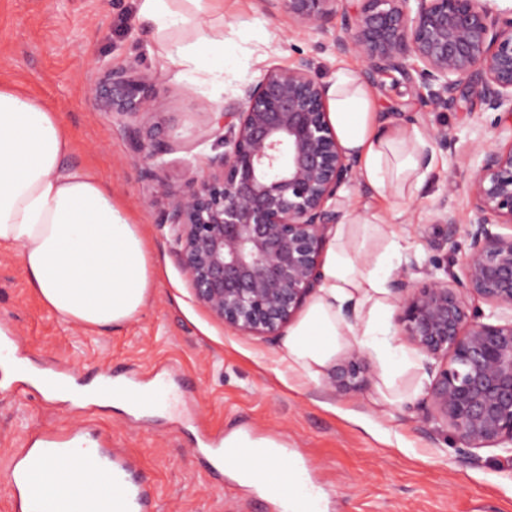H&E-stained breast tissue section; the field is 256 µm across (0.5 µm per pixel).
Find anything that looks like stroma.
Here are the masks:
<instances>
[{"mask_svg": "<svg viewBox=\"0 0 512 512\" xmlns=\"http://www.w3.org/2000/svg\"><path fill=\"white\" fill-rule=\"evenodd\" d=\"M210 20L236 59L220 75L191 74L164 58L162 42L185 35L159 38L154 25L139 18L137 0H0V82L63 114L75 137L68 166L94 165L111 183L114 197L143 224L156 271L153 294L137 316L118 327L86 328L47 308L30 288L17 251L0 249V331L11 335L16 358L42 371L69 370L79 386L111 373L126 386L135 377L165 381L176 397L133 415L119 407L82 408L47 398L31 384L11 389L1 381L0 512H11L4 474L16 448L37 433L73 428L89 443L107 438L136 458L135 477L153 487L155 512H277L266 494L229 471L211 469L203 444L209 433L283 444L300 457L326 512H512V450L463 447L442 422L424 419L436 372L418 349H411L413 364L391 390H384L376 368L365 392L336 396L277 372L280 338L237 335L196 302L158 217L169 192L187 190L188 169L220 153L214 113L232 109L241 85L260 80L268 68L293 65L300 54L324 81L337 68L364 67L357 56L331 51L338 24L324 34H292L287 15L267 11L261 0H224L223 14ZM129 65L149 79L160 100L142 123L165 127L175 142L152 180L142 178L120 120L88 95L108 68ZM378 103L386 119L408 113L429 131H453L457 141L433 143L438 172L397 213L358 184L341 190L337 211L353 205L387 214L405 229L402 264L423 267L447 253L439 245L445 228L437 223L445 209L457 218L454 243L464 250L469 147L497 139L494 112L476 101L436 111L389 79Z\"/></svg>", "mask_w": 512, "mask_h": 512, "instance_id": "1", "label": "stroma"}]
</instances>
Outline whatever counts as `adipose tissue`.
<instances>
[{
  "mask_svg": "<svg viewBox=\"0 0 512 512\" xmlns=\"http://www.w3.org/2000/svg\"><path fill=\"white\" fill-rule=\"evenodd\" d=\"M214 0H138V14L158 30L184 27L186 41L164 45L187 71L223 73L230 59L224 35L206 17ZM336 137L357 161L360 185L386 201L408 202L432 172L431 135L409 122L379 118L378 92L354 70L341 68L326 83ZM73 135L60 113L38 98L0 84V247L17 250L31 288L67 322L91 328L116 327L147 305L154 284L149 246L140 224L113 198L94 167L72 169L66 159ZM403 229L380 213L350 211L334 224L322 260L321 282L303 315L289 326L277 363L301 384L319 382L336 354L368 350L384 383L411 363L395 341L388 288L401 256ZM7 375L26 377L49 398L137 410L136 391L104 380L59 390L50 374L19 360L5 363ZM270 460L288 482V495L313 503L321 498L292 459L276 444Z\"/></svg>",
  "mask_w": 512,
  "mask_h": 512,
  "instance_id": "1",
  "label": "adipose tissue"
}]
</instances>
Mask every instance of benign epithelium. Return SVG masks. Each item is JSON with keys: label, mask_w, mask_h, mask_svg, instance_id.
<instances>
[{"label": "benign epithelium", "mask_w": 512, "mask_h": 512, "mask_svg": "<svg viewBox=\"0 0 512 512\" xmlns=\"http://www.w3.org/2000/svg\"><path fill=\"white\" fill-rule=\"evenodd\" d=\"M288 14L291 31L324 33L341 19L336 55L355 54L372 85L397 73L435 110H460L466 93L512 119V7L491 0H262ZM415 64L409 65L408 59ZM105 112L128 120L142 177H156L172 149L160 127L137 118L159 107L133 67L110 69L89 89ZM224 152L189 170V190L160 212L197 302L240 336H277L320 283L339 192L356 182V162L333 130L326 86L305 57L272 67L242 88L217 118ZM469 240L460 274L440 279L416 265L391 287L401 335L439 362L426 402L466 448L512 446V135L471 149ZM482 300L490 314L472 307ZM497 318L492 322L491 318ZM370 365L353 347L323 380L338 395L368 387Z\"/></svg>", "instance_id": "obj_1"}]
</instances>
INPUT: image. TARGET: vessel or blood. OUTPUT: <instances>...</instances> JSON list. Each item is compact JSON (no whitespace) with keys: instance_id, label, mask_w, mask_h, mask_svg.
<instances>
[{"instance_id":"b4317fda","label":"vessel or blood","mask_w":512,"mask_h":512,"mask_svg":"<svg viewBox=\"0 0 512 512\" xmlns=\"http://www.w3.org/2000/svg\"><path fill=\"white\" fill-rule=\"evenodd\" d=\"M79 437L76 431L68 434L43 432L16 450L8 474L13 512H43L47 503L38 467L47 457L75 448ZM131 466L124 449L113 447L107 440L99 443L88 461L94 486L111 489L112 503L118 512H149L150 489L130 479ZM225 467L236 475L245 476L251 486L263 490L275 503H287L283 482L270 474L261 449L241 444L236 452L228 454Z\"/></svg>"}]
</instances>
